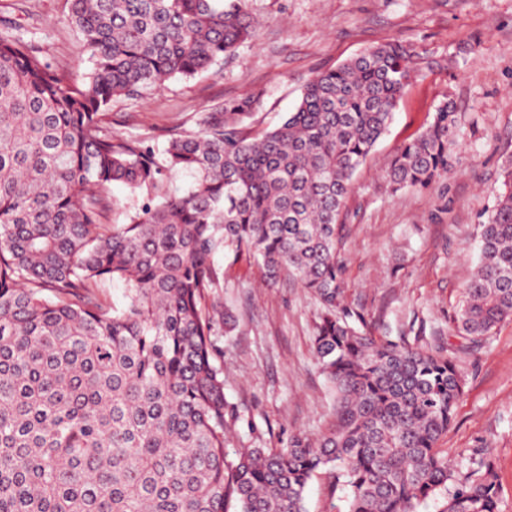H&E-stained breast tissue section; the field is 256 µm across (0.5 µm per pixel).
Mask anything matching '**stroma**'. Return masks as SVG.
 Segmentation results:
<instances>
[{
	"label": "stroma",
	"instance_id": "1",
	"mask_svg": "<svg viewBox=\"0 0 512 512\" xmlns=\"http://www.w3.org/2000/svg\"><path fill=\"white\" fill-rule=\"evenodd\" d=\"M249 11L256 35L234 56L117 100L113 130L156 133L243 98L257 129H270L294 109L306 79L366 49L400 40L433 58L353 179L342 246L345 305L374 336L444 347L466 386L439 446L463 470L490 459L501 512H512V321L476 344L453 332L477 261L476 228L495 204L502 167L512 163V0H249ZM0 16L73 82L87 79L93 61L66 19L65 0H0ZM447 96L458 113L460 166L429 189L392 192L384 178L392 158ZM216 262L224 286L210 302L235 318L229 333L215 318L212 337L230 449H280L294 435H321L334 393L311 349L317 301L292 280L265 283L256 264L221 255ZM305 508L347 512L335 470L312 476Z\"/></svg>",
	"mask_w": 512,
	"mask_h": 512
}]
</instances>
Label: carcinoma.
<instances>
[{
  "label": "carcinoma",
  "instance_id": "obj_1",
  "mask_svg": "<svg viewBox=\"0 0 512 512\" xmlns=\"http://www.w3.org/2000/svg\"><path fill=\"white\" fill-rule=\"evenodd\" d=\"M94 60L74 84L0 19V512H306L333 467L348 512H500L489 460L460 474L438 442L464 379L440 349L364 333L342 306V216L353 177L425 57L392 41L326 69L294 110L253 133L250 102L217 103L156 137L112 131V103L211 68L251 40L248 0H66ZM453 102L402 145L395 189H427L459 164ZM185 175L180 189L171 177ZM120 183L143 196L121 208ZM316 297L317 364L333 420L288 447L227 460L213 317L214 256ZM456 335L512 320V168L479 225ZM124 285L117 305L102 293Z\"/></svg>",
  "mask_w": 512,
  "mask_h": 512
}]
</instances>
